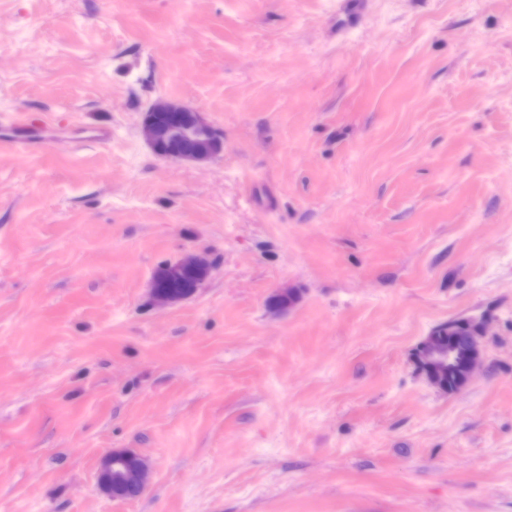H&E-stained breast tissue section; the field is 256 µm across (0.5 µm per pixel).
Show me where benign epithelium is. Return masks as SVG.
<instances>
[{"mask_svg": "<svg viewBox=\"0 0 512 512\" xmlns=\"http://www.w3.org/2000/svg\"><path fill=\"white\" fill-rule=\"evenodd\" d=\"M141 133L153 152L161 159L177 162L207 163L224 152V134L213 127L204 116L177 100L159 98L144 113ZM209 273L208 260L190 254L172 264H165L153 276L151 302L168 306L193 296ZM474 331L465 337L461 354L438 344L433 335L426 336L417 350V364L431 385L445 393L446 379L462 374L471 379L481 358V339L484 326L473 319ZM126 450H113L101 461L98 481L102 490L113 495L112 485L128 482L142 495L149 489V464L136 456L135 465L121 471L115 469Z\"/></svg>", "mask_w": 512, "mask_h": 512, "instance_id": "7a95c632", "label": "benign epithelium"}]
</instances>
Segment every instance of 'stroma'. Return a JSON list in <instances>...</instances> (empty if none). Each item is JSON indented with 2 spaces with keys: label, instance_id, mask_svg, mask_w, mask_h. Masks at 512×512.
Here are the masks:
<instances>
[{
  "label": "stroma",
  "instance_id": "1",
  "mask_svg": "<svg viewBox=\"0 0 512 512\" xmlns=\"http://www.w3.org/2000/svg\"><path fill=\"white\" fill-rule=\"evenodd\" d=\"M161 97L223 154L158 158ZM0 512H512V0H0ZM209 262L201 255L190 254L172 264H165L153 276L150 288L151 302L168 306L193 296L206 280ZM185 274L193 279L180 290L170 289L166 282L181 281ZM474 331L468 336V324L463 318L448 321L435 328L434 333L439 336L443 344L453 341L458 336H465V344L461 354L453 359V351L438 344L432 335L433 331L420 343L417 350V364L431 385L439 391L448 394L455 388L457 379L451 374H462L470 381L481 358V339L484 335V326L480 321L471 318ZM448 327L452 328L448 334ZM449 336V337H448ZM448 378V390L446 379ZM126 454L135 456L136 464L132 466L131 461L125 460L123 461L124 465L131 466L130 468L124 471L114 469L116 465L121 464L118 459ZM148 471V462L138 454L129 450H113L102 458L98 481L102 490L112 498H114L112 485L117 482L130 483L135 487L139 496H142L149 489Z\"/></svg>",
  "mask_w": 512,
  "mask_h": 512
}]
</instances>
